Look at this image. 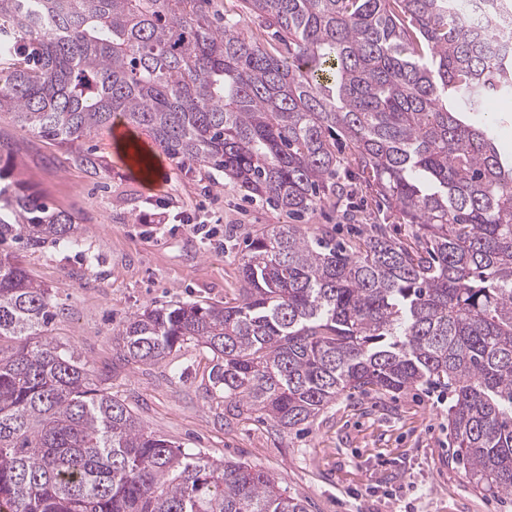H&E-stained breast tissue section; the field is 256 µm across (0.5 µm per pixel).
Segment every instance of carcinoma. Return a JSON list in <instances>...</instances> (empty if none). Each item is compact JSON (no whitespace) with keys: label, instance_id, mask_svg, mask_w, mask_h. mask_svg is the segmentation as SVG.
I'll return each mask as SVG.
<instances>
[{"label":"carcinoma","instance_id":"carcinoma-1","mask_svg":"<svg viewBox=\"0 0 512 512\" xmlns=\"http://www.w3.org/2000/svg\"><path fill=\"white\" fill-rule=\"evenodd\" d=\"M0 0V114L90 169L114 119L300 216L370 223L344 243L267 224L239 298L147 307L115 363L212 354L226 424L292 431L351 391L448 390L451 447L512 495V157L484 101L512 96V0ZM261 22L275 52L249 34ZM367 176L370 213L353 173ZM411 228L402 241L389 220ZM0 512H306L267 472L146 431L50 334L19 251L78 244L74 216L0 175Z\"/></svg>","mask_w":512,"mask_h":512}]
</instances>
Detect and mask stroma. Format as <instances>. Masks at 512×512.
I'll return each mask as SVG.
<instances>
[{
  "label": "stroma",
  "instance_id": "35a3bbf8",
  "mask_svg": "<svg viewBox=\"0 0 512 512\" xmlns=\"http://www.w3.org/2000/svg\"><path fill=\"white\" fill-rule=\"evenodd\" d=\"M85 146L98 156V170L0 117V168L78 219L79 247L49 243L22 254L52 294L51 334L77 350L97 385L129 404L147 431L268 472L307 512H512V495L480 492L454 463L447 391L423 385L343 396L282 433L258 417L225 425L205 348L190 346L151 366H114L113 331L126 317L179 301L234 303L253 234L289 218L241 193L223 171L165 157L166 178L151 187L117 153L111 132ZM192 222L211 237L191 233Z\"/></svg>",
  "mask_w": 512,
  "mask_h": 512
}]
</instances>
